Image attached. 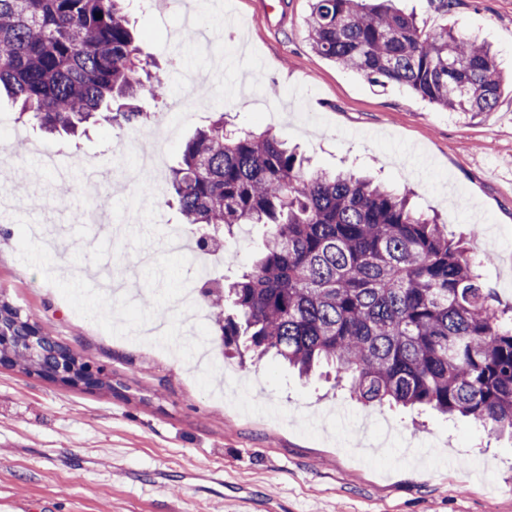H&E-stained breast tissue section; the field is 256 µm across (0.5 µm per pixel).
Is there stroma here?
Returning <instances> with one entry per match:
<instances>
[{
	"label": "stroma",
	"instance_id": "obj_1",
	"mask_svg": "<svg viewBox=\"0 0 512 512\" xmlns=\"http://www.w3.org/2000/svg\"><path fill=\"white\" fill-rule=\"evenodd\" d=\"M311 0H287L264 22L261 0H182L160 15L129 0L143 54L183 59L170 98L193 90L172 141L92 127L47 138L0 102V292L84 358L106 364L115 393H95L0 370V512H512V440L478 422L417 409L362 408L333 380L304 379L279 360L222 344L204 319L208 366L195 361L178 307L196 249L165 247L181 217L149 185L143 146L164 169L196 129L223 113L229 127L268 132L311 167L352 168L413 194L484 256L479 272L512 301V83L495 112L471 117L409 89L379 86L318 55L306 32ZM429 30L489 44L512 70V0H394ZM21 140L22 156L10 147ZM68 163L67 179L40 149ZM104 173L108 224L84 223L83 171ZM23 168L27 177L12 173ZM69 187L70 211L54 199ZM264 227L224 241L231 278L250 265Z\"/></svg>",
	"mask_w": 512,
	"mask_h": 512
}]
</instances>
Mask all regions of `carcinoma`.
<instances>
[{
  "label": "carcinoma",
  "mask_w": 512,
  "mask_h": 512,
  "mask_svg": "<svg viewBox=\"0 0 512 512\" xmlns=\"http://www.w3.org/2000/svg\"><path fill=\"white\" fill-rule=\"evenodd\" d=\"M126 2L0 0V91L25 122L49 135L151 123L144 103L163 99L169 71L141 58ZM307 27L320 56L450 112H493L504 89L488 46L428 31L389 0H312ZM168 191L202 250L240 224L267 227L250 269L210 306L224 345L247 336L257 356L305 376L330 367L365 407H429L512 437V304L481 279L467 238L409 195L311 170L222 115L185 143Z\"/></svg>",
  "instance_id": "carcinoma-1"
}]
</instances>
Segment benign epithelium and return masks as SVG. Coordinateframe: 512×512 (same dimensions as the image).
Segmentation results:
<instances>
[{"label": "benign epithelium", "instance_id": "benign-epithelium-1", "mask_svg": "<svg viewBox=\"0 0 512 512\" xmlns=\"http://www.w3.org/2000/svg\"><path fill=\"white\" fill-rule=\"evenodd\" d=\"M32 360L28 376L89 392L114 390L112 373L47 333L31 316L0 294V370L15 369L13 348Z\"/></svg>", "mask_w": 512, "mask_h": 512}]
</instances>
